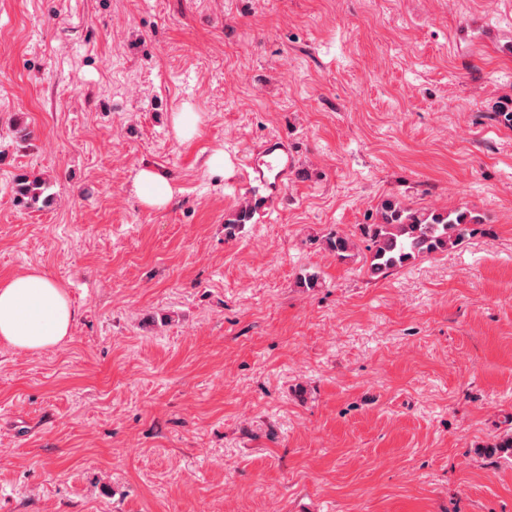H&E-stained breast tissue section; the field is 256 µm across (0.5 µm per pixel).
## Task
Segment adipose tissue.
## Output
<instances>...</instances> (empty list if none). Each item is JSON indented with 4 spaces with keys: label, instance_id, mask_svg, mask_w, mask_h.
Here are the masks:
<instances>
[{
    "label": "adipose tissue",
    "instance_id": "ef3b65f1",
    "mask_svg": "<svg viewBox=\"0 0 512 512\" xmlns=\"http://www.w3.org/2000/svg\"><path fill=\"white\" fill-rule=\"evenodd\" d=\"M64 284L38 269L0 282V345L40 353L68 339L76 321Z\"/></svg>",
    "mask_w": 512,
    "mask_h": 512
}]
</instances>
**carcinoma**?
<instances>
[{
    "label": "carcinoma",
    "instance_id": "1",
    "mask_svg": "<svg viewBox=\"0 0 512 512\" xmlns=\"http://www.w3.org/2000/svg\"><path fill=\"white\" fill-rule=\"evenodd\" d=\"M44 191L38 178L20 175L16 179L20 202L35 203ZM479 223L481 219L468 210L426 212L387 200L381 206L378 222L361 226V235L370 242L368 271L387 275L420 255L444 252L459 244L468 225Z\"/></svg>",
    "mask_w": 512,
    "mask_h": 512
}]
</instances>
